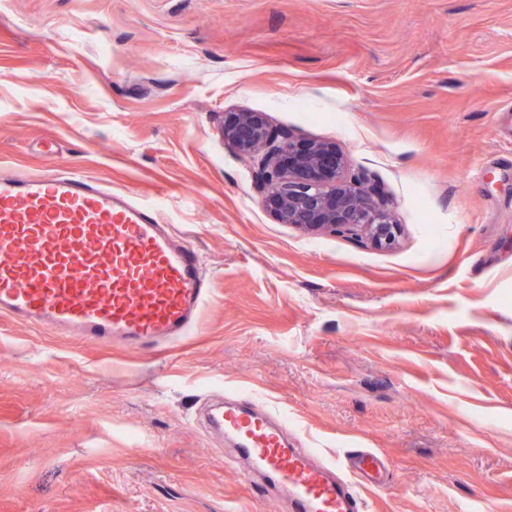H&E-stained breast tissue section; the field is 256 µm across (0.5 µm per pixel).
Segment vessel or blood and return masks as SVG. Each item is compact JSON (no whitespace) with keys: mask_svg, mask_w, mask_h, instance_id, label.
<instances>
[{"mask_svg":"<svg viewBox=\"0 0 512 512\" xmlns=\"http://www.w3.org/2000/svg\"><path fill=\"white\" fill-rule=\"evenodd\" d=\"M212 294L160 209L75 172L0 171L1 316L138 349L191 335ZM204 421L231 441L226 464H247L280 512H366L358 487L385 468L367 448L329 460L293 447L275 412L236 398L206 406Z\"/></svg>","mask_w":512,"mask_h":512,"instance_id":"obj_1","label":"vessel or blood"}]
</instances>
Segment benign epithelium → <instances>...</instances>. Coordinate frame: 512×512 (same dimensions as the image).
<instances>
[{
  "label": "benign epithelium",
  "mask_w": 512,
  "mask_h": 512,
  "mask_svg": "<svg viewBox=\"0 0 512 512\" xmlns=\"http://www.w3.org/2000/svg\"><path fill=\"white\" fill-rule=\"evenodd\" d=\"M223 134L256 169L258 188L279 223L310 235L364 238L381 249L395 244L399 225L388 203L368 173L347 167L336 144H302L250 111L224 113Z\"/></svg>",
  "instance_id": "obj_1"
}]
</instances>
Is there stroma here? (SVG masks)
Wrapping results in <instances>:
<instances>
[{
	"mask_svg": "<svg viewBox=\"0 0 512 512\" xmlns=\"http://www.w3.org/2000/svg\"><path fill=\"white\" fill-rule=\"evenodd\" d=\"M335 142L377 249L262 203L224 115ZM0 167L158 206L214 288L163 349L0 317V512H278L203 405L383 455L367 512H512V0H0Z\"/></svg>",
	"mask_w": 512,
	"mask_h": 512,
	"instance_id": "35a3bbf8",
	"label": "stroma"
}]
</instances>
